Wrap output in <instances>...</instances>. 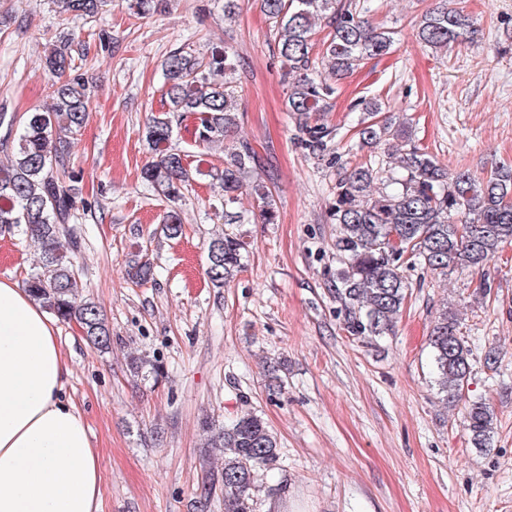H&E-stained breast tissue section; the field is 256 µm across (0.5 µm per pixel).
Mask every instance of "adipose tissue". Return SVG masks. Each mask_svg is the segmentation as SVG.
Instances as JSON below:
<instances>
[{"label": "adipose tissue", "mask_w": 512, "mask_h": 512, "mask_svg": "<svg viewBox=\"0 0 512 512\" xmlns=\"http://www.w3.org/2000/svg\"><path fill=\"white\" fill-rule=\"evenodd\" d=\"M46 311L0 280V512H100L99 453Z\"/></svg>", "instance_id": "1"}]
</instances>
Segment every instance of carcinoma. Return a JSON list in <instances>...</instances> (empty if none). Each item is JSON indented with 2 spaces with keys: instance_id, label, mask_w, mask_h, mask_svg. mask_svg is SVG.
Instances as JSON below:
<instances>
[{
  "instance_id": "cac0c4a2",
  "label": "carcinoma",
  "mask_w": 512,
  "mask_h": 512,
  "mask_svg": "<svg viewBox=\"0 0 512 512\" xmlns=\"http://www.w3.org/2000/svg\"><path fill=\"white\" fill-rule=\"evenodd\" d=\"M63 12L94 18L107 0H56ZM262 12L275 31L276 54L288 81L287 111L296 120L303 149L314 156L329 151L334 129L317 114L332 110L336 87L365 61L388 55L395 32L375 25L369 15L379 10L374 0H261ZM324 32L315 42L318 32ZM476 29L468 14L451 9L447 0L422 14L416 37L435 51L464 46ZM69 38L45 55L52 104L45 110L0 114V148L8 160L0 164V236H21L39 251V263L24 279L26 288L58 320L77 323L87 342L100 351L112 348L109 325L98 303L83 297L76 265L81 238L71 227L79 209L76 183L80 173L70 167V138L88 118L86 85L71 72L78 69ZM320 51L314 52L315 45ZM163 110L151 114L143 135L155 160L142 171V181L167 204L162 232L170 239L183 235L174 204L190 181L184 155L171 147L175 119L190 116L194 142L211 148L224 144L238 127L234 92L236 65L228 48L215 47L208 56L178 48L163 62ZM224 73V81L214 80ZM365 117L359 120L358 150L336 158L341 173L336 181L333 220L339 224L336 257L341 268L332 288L340 304L344 330L356 339L371 340L393 331L408 295L403 268L419 266L439 276L483 266L512 242V165L502 164L479 178L468 170L454 173L411 143L409 122L379 124L367 117L379 111L375 101L361 99ZM383 148L379 155L366 149ZM224 168L216 180L224 206L247 190L262 203L264 224L278 215L273 194L262 180L247 181L256 161L251 145L242 140L224 148ZM68 241L62 249L61 240ZM246 242L223 232L208 245L206 276L215 288L229 283L244 267ZM128 280L144 285L154 281L155 268L141 257L126 269ZM434 384L449 406L461 401L471 374L472 350L459 336L457 319L443 308L429 336ZM130 374L164 377L160 365L129 358ZM462 423L473 448L492 447L496 414L484 400L463 405ZM208 447L221 448L224 467L210 472L197 497V512H209L216 493L224 512H254L257 470L276 465V436L256 415L244 414L223 427L202 423Z\"/></svg>"
}]
</instances>
